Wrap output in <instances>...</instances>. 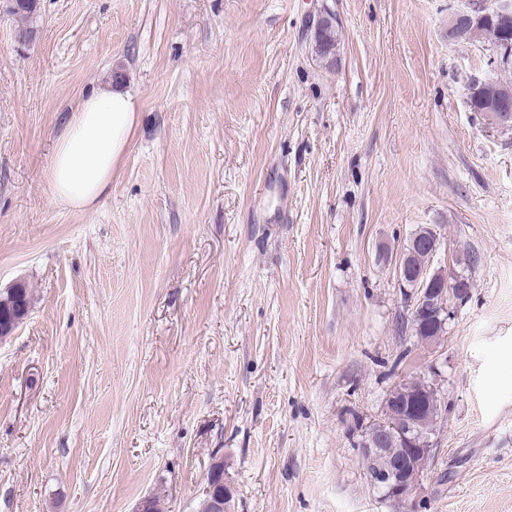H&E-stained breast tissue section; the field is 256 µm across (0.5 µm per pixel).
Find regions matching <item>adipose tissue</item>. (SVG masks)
<instances>
[{
  "mask_svg": "<svg viewBox=\"0 0 512 512\" xmlns=\"http://www.w3.org/2000/svg\"><path fill=\"white\" fill-rule=\"evenodd\" d=\"M137 106L129 92L109 83L91 89L57 138L49 165L53 197L75 210L95 207L131 144Z\"/></svg>",
  "mask_w": 512,
  "mask_h": 512,
  "instance_id": "ef3b65f1",
  "label": "adipose tissue"
}]
</instances>
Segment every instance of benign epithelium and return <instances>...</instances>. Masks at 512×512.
<instances>
[{"mask_svg":"<svg viewBox=\"0 0 512 512\" xmlns=\"http://www.w3.org/2000/svg\"><path fill=\"white\" fill-rule=\"evenodd\" d=\"M512 19V0H470L469 7L456 10L448 16V40L459 41L475 36L480 24ZM489 63L496 69L512 66V44L503 43L492 51ZM492 78L486 76L476 82V88L487 94L485 125L491 129L512 127V110L502 108L493 98ZM442 245L439 236L417 237L409 250L403 251L397 264L401 288L410 298L412 322L418 328L431 327V331L443 327L450 319L451 301H458L468 291V282L457 277L454 287L447 290L448 274L442 269H417L412 264L414 251L427 249L437 255ZM29 314L26 306L0 317V335L10 336ZM407 380L395 384L385 399L381 418L374 421L364 432L361 441L360 459L368 485L375 491L400 498L412 504L410 512H416L414 495L422 482V474L410 476L414 471V459L432 451L433 440L416 432L417 417L422 411V400L404 390ZM403 407L396 414L391 405ZM394 443L401 448V455L387 467L377 465V459L386 452V445ZM204 494L208 512H229L232 500L230 487L224 482V471L217 468L211 472Z\"/></svg>","mask_w":512,"mask_h":512,"instance_id":"benign-epithelium-1","label":"benign epithelium"}]
</instances>
